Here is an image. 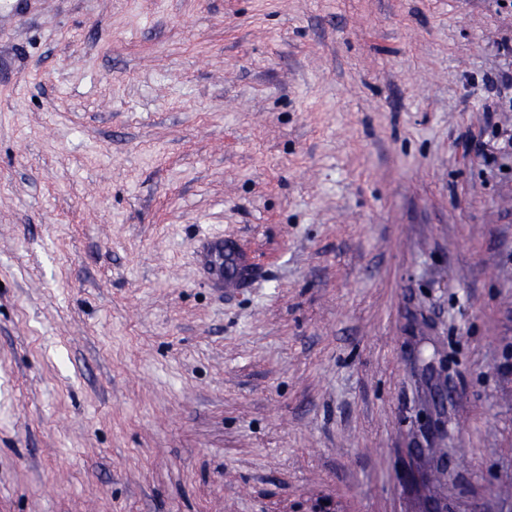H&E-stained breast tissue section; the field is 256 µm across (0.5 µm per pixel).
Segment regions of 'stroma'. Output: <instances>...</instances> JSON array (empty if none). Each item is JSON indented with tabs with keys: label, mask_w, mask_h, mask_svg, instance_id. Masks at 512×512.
Masks as SVG:
<instances>
[{
	"label": "stroma",
	"mask_w": 512,
	"mask_h": 512,
	"mask_svg": "<svg viewBox=\"0 0 512 512\" xmlns=\"http://www.w3.org/2000/svg\"><path fill=\"white\" fill-rule=\"evenodd\" d=\"M505 42L512 0H0V512H512ZM229 256L231 260H234L237 256V252L233 246L230 245V252L224 254V241L214 240L211 243L208 251L207 267L212 276L220 279L222 276L224 278V275L230 277L241 272L243 265L239 261V258L231 263L228 260Z\"/></svg>",
	"instance_id": "1"
}]
</instances>
